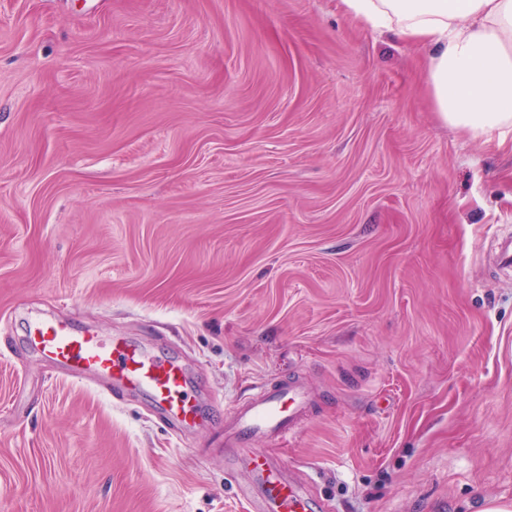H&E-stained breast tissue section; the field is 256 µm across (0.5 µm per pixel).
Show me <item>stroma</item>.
Listing matches in <instances>:
<instances>
[{"mask_svg":"<svg viewBox=\"0 0 512 512\" xmlns=\"http://www.w3.org/2000/svg\"><path fill=\"white\" fill-rule=\"evenodd\" d=\"M419 49L340 0H0V512H250L224 418L330 512L512 501V136L442 124ZM178 357L199 433L27 343ZM306 403L298 381L262 384L224 421V470L247 473L239 492L253 502L255 512H309L305 486L288 476L278 457L248 448L255 438L280 439L295 434Z\"/></svg>","mask_w":512,"mask_h":512,"instance_id":"stroma-1","label":"stroma"}]
</instances>
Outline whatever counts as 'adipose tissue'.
Masks as SVG:
<instances>
[{"instance_id":"ef3b65f1","label":"adipose tissue","mask_w":512,"mask_h":512,"mask_svg":"<svg viewBox=\"0 0 512 512\" xmlns=\"http://www.w3.org/2000/svg\"><path fill=\"white\" fill-rule=\"evenodd\" d=\"M361 25L426 51L438 119L472 138L512 131V0H340Z\"/></svg>"}]
</instances>
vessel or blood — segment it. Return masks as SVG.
I'll list each match as a JSON object with an SVG mask.
<instances>
[{"mask_svg":"<svg viewBox=\"0 0 512 512\" xmlns=\"http://www.w3.org/2000/svg\"><path fill=\"white\" fill-rule=\"evenodd\" d=\"M30 346L72 376L92 378L113 392L147 394L167 419L185 429L196 427L199 405L189 391L184 366L155 356L122 336L103 338L91 330L42 318L29 328ZM306 391L296 381L263 384L232 411L224 423V470L245 471L240 492L255 512H310L305 486L288 476L280 459L252 447L253 439H280L298 430Z\"/></svg>","mask_w":512,"mask_h":512,"instance_id":"1","label":"vessel or blood"}]
</instances>
